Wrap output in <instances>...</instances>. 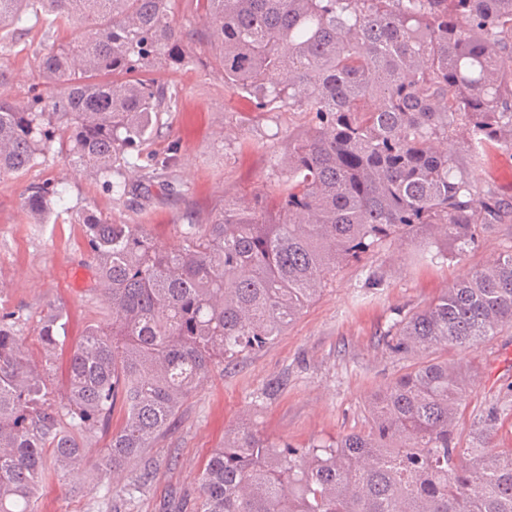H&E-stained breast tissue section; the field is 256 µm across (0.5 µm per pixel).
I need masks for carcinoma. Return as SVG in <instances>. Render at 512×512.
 <instances>
[{"label": "carcinoma", "instance_id": "1", "mask_svg": "<svg viewBox=\"0 0 512 512\" xmlns=\"http://www.w3.org/2000/svg\"><path fill=\"white\" fill-rule=\"evenodd\" d=\"M178 2L0 0V53L23 20L43 28L35 62L53 88L50 103L39 92L23 107L0 94V175L28 171L55 143L117 201L128 174H167L174 154L139 161L176 103L146 64L182 61ZM207 3L202 35L224 86L261 111L308 117L288 135L277 204L225 200L176 248L82 213L103 307L72 351L62 400L50 382L62 309L40 323L39 362L23 315H0V512H36L43 482L84 469L86 442L118 408L95 487L130 468L123 493L135 498L157 472L153 443L197 386L280 336L344 263L417 231L462 253L512 217V202L467 173L512 150V0ZM76 25L82 36L50 40ZM451 136L461 147L448 155L437 143ZM61 202L57 185L32 184L23 210L46 224ZM506 327L512 251L404 313L386 344L467 350ZM470 377L461 363H419L369 401L366 431L307 448L242 422L204 464L194 512H512V448L492 445L499 409L481 414L467 447L458 439Z\"/></svg>", "mask_w": 512, "mask_h": 512}]
</instances>
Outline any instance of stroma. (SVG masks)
Returning a JSON list of instances; mask_svg holds the SVG:
<instances>
[{"label":"stroma","mask_w":512,"mask_h":512,"mask_svg":"<svg viewBox=\"0 0 512 512\" xmlns=\"http://www.w3.org/2000/svg\"><path fill=\"white\" fill-rule=\"evenodd\" d=\"M203 14V0H181L176 19L184 32L187 62L174 68L160 61L150 66L162 86L177 89L178 98L159 115L146 150L156 155L176 151L175 178L184 185L183 194H168L158 179L136 182L118 204L110 191L83 180L55 152L23 176L0 175V313H23L26 342L38 356L40 322L51 307H63L66 345L58 350L52 371L56 397L67 389L70 348L102 305L80 222L84 210H96L117 224L143 225L158 244L175 247L182 242V230L208 222L223 199L261 193L267 206L275 204L274 172L257 144L270 139L287 149L289 132L302 128L305 117L259 111L249 97L225 87L224 74L200 36ZM40 40L39 29H32L22 35L20 50L0 55V67L14 76L8 94L15 105H24L31 89L42 85L33 62ZM224 126L230 139L219 135ZM469 176L476 184H492L512 201V151L495 152ZM45 181L62 190L67 212L48 224L28 223L23 211L27 189ZM510 248L512 221L497 225L492 236L466 252L449 251L433 264L417 261L413 241L384 246L344 265L273 343L214 369L155 442L152 453L159 468L144 495L126 498L118 480L107 490L93 488L85 474L47 481L39 491L38 512H161L173 495L181 497L183 512H193L205 460L244 418L272 440L299 447L366 430L370 399L415 365L414 358L391 353L384 342L399 311L426 306ZM375 268L385 283L366 288L365 278ZM448 356L477 370L464 424L497 405L502 426L494 442L512 448V328ZM273 383L277 392L266 395Z\"/></svg>","instance_id":"obj_1"}]
</instances>
